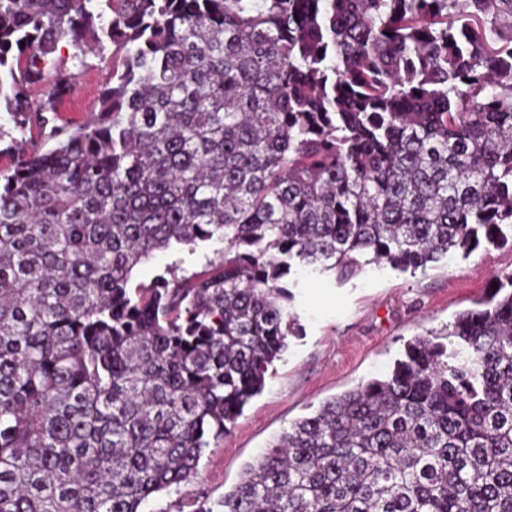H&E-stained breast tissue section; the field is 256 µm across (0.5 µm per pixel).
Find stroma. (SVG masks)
<instances>
[{"mask_svg":"<svg viewBox=\"0 0 512 512\" xmlns=\"http://www.w3.org/2000/svg\"><path fill=\"white\" fill-rule=\"evenodd\" d=\"M106 79L104 63L87 55L72 95L79 117L96 110ZM508 272L512 245L484 243L469 256H450L423 272L372 266L344 284L329 274H295L292 311L302 336L289 338L263 391L205 450L196 476L151 500L150 512H210L291 423L386 370L411 338L445 330Z\"/></svg>","mask_w":512,"mask_h":512,"instance_id":"35a3bbf8","label":"stroma"}]
</instances>
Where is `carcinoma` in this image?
Returning <instances> with one entry per match:
<instances>
[{
	"mask_svg": "<svg viewBox=\"0 0 512 512\" xmlns=\"http://www.w3.org/2000/svg\"><path fill=\"white\" fill-rule=\"evenodd\" d=\"M89 53L112 69L72 123ZM0 110V512H145L194 477L300 333L295 268L512 239V0H0ZM220 507L512 512V272ZM222 247L223 245L221 243L215 242L208 243L198 248L195 254H189L187 250L180 254H172L171 251L157 253L150 261L143 263L136 269L134 280L136 283L150 282L155 275L163 273L165 267L178 257L182 258L184 263L181 265V269L176 272L177 276L180 277L190 274L193 271H199L206 263L205 256L210 259L216 258V251L220 250ZM183 270H185V272Z\"/></svg>",
	"mask_w": 512,
	"mask_h": 512,
	"instance_id": "cac0c4a2",
	"label": "carcinoma"
}]
</instances>
